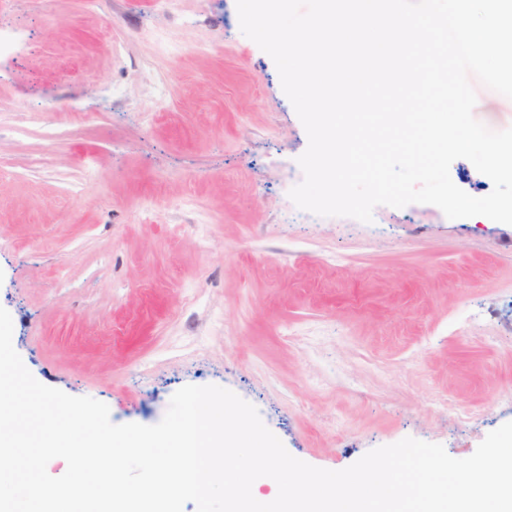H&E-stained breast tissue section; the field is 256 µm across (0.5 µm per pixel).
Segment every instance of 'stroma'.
<instances>
[{"instance_id":"1","label":"stroma","mask_w":512,"mask_h":512,"mask_svg":"<svg viewBox=\"0 0 512 512\" xmlns=\"http://www.w3.org/2000/svg\"><path fill=\"white\" fill-rule=\"evenodd\" d=\"M0 27V307L40 383L118 425L221 386L335 471L407 437L466 458L512 421V225L298 208L308 137L236 0H21ZM472 86L475 119L512 128Z\"/></svg>"}]
</instances>
